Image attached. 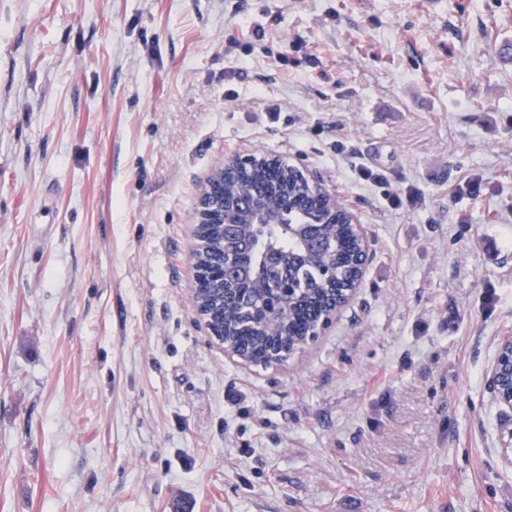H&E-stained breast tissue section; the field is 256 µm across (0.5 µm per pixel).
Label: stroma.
<instances>
[{
	"mask_svg": "<svg viewBox=\"0 0 512 512\" xmlns=\"http://www.w3.org/2000/svg\"><path fill=\"white\" fill-rule=\"evenodd\" d=\"M504 43L512 0H0V512H512ZM250 151L369 252L266 367L191 291L199 191ZM353 158L358 159L351 161V167L354 169L359 179L381 189V196L387 201L388 205L398 206L402 200L401 193L389 190L386 178L378 170L368 166L358 157ZM488 389L502 408L511 412L510 421L500 428L501 447L510 452L512 463V334L502 336L495 360L488 372Z\"/></svg>",
	"mask_w": 512,
	"mask_h": 512,
	"instance_id": "stroma-1",
	"label": "stroma"
}]
</instances>
